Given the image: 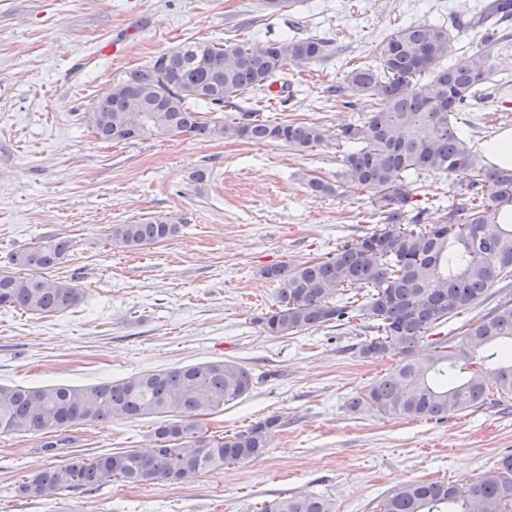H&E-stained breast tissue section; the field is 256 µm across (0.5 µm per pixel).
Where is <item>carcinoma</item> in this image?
<instances>
[{
	"label": "carcinoma",
	"mask_w": 512,
	"mask_h": 512,
	"mask_svg": "<svg viewBox=\"0 0 512 512\" xmlns=\"http://www.w3.org/2000/svg\"><path fill=\"white\" fill-rule=\"evenodd\" d=\"M512 0H488L478 16L457 13L447 25L406 26L383 42L379 64L348 72L346 90L374 106L337 133L350 147L343 176L371 193L381 226L317 262L275 265L262 275L278 283L272 308L260 319L270 336H288L352 318L371 322L365 357L399 356L396 366L351 401L404 419L441 420L512 397V301L464 323L460 341L436 342L420 360L414 351L427 334L487 301L493 288L512 284V223H500L512 206V169L492 164L480 144L461 136L460 112L483 99L491 51L512 32ZM473 29L480 44L452 57L454 31ZM331 42L296 36L261 46L189 42L130 71L95 103L88 120L99 139L147 136L247 138L311 149L330 138L315 123L276 122L257 110L230 120L203 118L222 112L235 97L266 93L287 79L288 67L322 60ZM429 81L420 89L422 78ZM443 175L458 188L459 202L444 224H425L422 212L405 219L415 198L413 176ZM181 225L164 217L114 224L109 240L127 252L175 237ZM71 248L64 239L19 249L14 270H0V308L50 315L78 306L84 291L71 280L21 275L57 267ZM482 356L496 366L468 367ZM253 371L235 361H208L149 371L90 386L0 384V435L53 433L86 422L156 418L154 447L102 453L31 474L24 495L54 497L74 486L100 487L115 478L130 485L187 482L227 464L265 454L279 418L257 421L231 436H209L199 417L248 396ZM512 512V455L466 484L409 481L393 487L377 512ZM260 512H336L324 495L296 494L269 500Z\"/></svg>",
	"instance_id": "obj_1"
}]
</instances>
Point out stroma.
<instances>
[{
	"label": "stroma",
	"instance_id": "1",
	"mask_svg": "<svg viewBox=\"0 0 512 512\" xmlns=\"http://www.w3.org/2000/svg\"><path fill=\"white\" fill-rule=\"evenodd\" d=\"M484 0H0V269L46 239L72 243L51 277L85 292L50 316L0 309V384L75 386L207 361L255 373L253 391L204 417L231 435L280 419L265 454L186 483L131 486L115 479L46 499L20 483L46 467L107 451L152 447L154 418L89 422L67 431L0 436V512H259L300 493L331 497L336 512H376L395 485L466 483L512 455V400L441 421L350 410L353 397L397 359L363 357V319L285 337L261 319L275 302L263 269L315 261L374 230L368 192L342 178L343 126L366 101H336L328 87L379 55L398 28L477 12ZM331 41L327 58L288 70V92L239 108L262 118L323 125L329 140L298 151L242 138L159 136L103 142L87 116L113 83L186 42L259 44L295 33ZM123 46L122 55L103 53ZM485 97L461 113L465 138L487 143L512 127V43L499 46ZM203 181H194L196 172ZM337 185L311 194L309 179ZM415 202L445 222L454 187L422 173ZM163 216L180 233L145 250L114 249L110 228Z\"/></svg>",
	"mask_w": 512,
	"mask_h": 512
}]
</instances>
